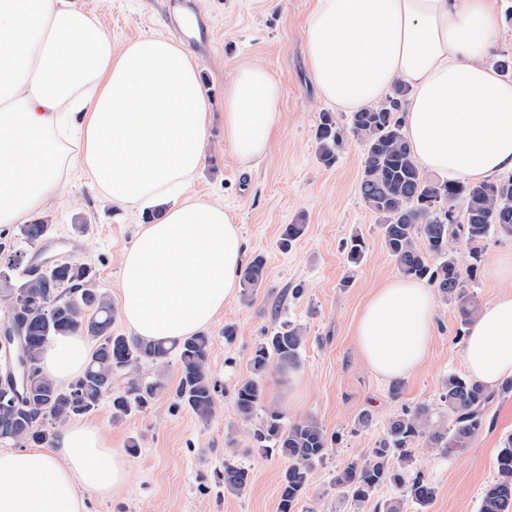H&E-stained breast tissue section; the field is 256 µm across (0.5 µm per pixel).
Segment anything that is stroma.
<instances>
[{
  "label": "stroma",
  "instance_id": "stroma-1",
  "mask_svg": "<svg viewBox=\"0 0 512 512\" xmlns=\"http://www.w3.org/2000/svg\"><path fill=\"white\" fill-rule=\"evenodd\" d=\"M97 17L111 33L114 47L157 33L174 34L169 0H73ZM210 24L206 51L200 52L201 75L211 102V149L194 188L218 201L234 217L249 255H262L267 280L251 301L235 299L206 330L210 338L211 375L224 387L215 416L200 421L175 407L172 393L180 378L177 358L145 362L134 369L140 382L163 381L164 389L147 410L116 422L109 401L88 414L113 447L127 450L130 478L108 498L87 496V512H277L278 486L285 460L255 447L251 433L266 409L284 422L316 418L334 442L316 465L301 512H372L336 486L337 471L363 459L384 437L389 419L402 407H427L432 423L447 425L448 409L440 399L449 375H465L463 346L467 326L455 303L436 302V336L423 365L403 378L399 398L391 384L363 362L355 341L358 317L372 291L398 277L394 260L382 244L381 218L363 200L360 181L363 148L347 138L335 163L324 165L315 131L328 104L319 101L310 80L302 33L313 0H192ZM257 60L280 83V115L267 157L244 171L224 150V86L235 65ZM40 221L50 224L49 238L58 260L92 265L96 286L118 299L119 257L144 224V210L112 205L93 191L87 177L72 170L59 199L45 208ZM302 224L305 234L287 252L278 247L288 224ZM360 236L363 260H347L346 242ZM512 254V238L492 237L476 263L470 285L479 306L503 288L488 270L497 255ZM303 284L293 298L290 290ZM235 324L234 341L224 339L225 324ZM302 327L305 341L299 366L270 368L264 379L263 409L242 424L233 404L238 383L251 375L257 343L282 324ZM488 413L490 428L477 434L462 454L445 457L425 442L412 448L413 467L436 488L428 512H478L485 484L496 475V457L504 436L512 433V395L496 397ZM367 426H358L362 415ZM250 471L242 496L225 493L222 484L227 448Z\"/></svg>",
  "mask_w": 512,
  "mask_h": 512
}]
</instances>
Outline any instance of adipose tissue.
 <instances>
[{"label": "adipose tissue", "mask_w": 512, "mask_h": 512, "mask_svg": "<svg viewBox=\"0 0 512 512\" xmlns=\"http://www.w3.org/2000/svg\"><path fill=\"white\" fill-rule=\"evenodd\" d=\"M500 35L490 0H315L303 29L318 97L344 112L408 86L404 135L416 162L451 183L512 173V78L487 57ZM282 88L245 63L224 87V147L240 165L264 158ZM211 114L200 64L177 39L111 35L70 0H0V224L45 209L69 169L112 204L163 214L121 254L119 317L133 335L176 340L200 332L238 295L246 245L222 204L198 197ZM494 273L506 290L469 329L470 377H512V258ZM435 300L398 277L377 288L356 326L360 355L383 379L424 362ZM85 340L55 337L44 374L63 385L86 365ZM129 463L91 423L60 426L48 448L0 450V512H85L108 497Z\"/></svg>", "instance_id": "adipose-tissue-1"}]
</instances>
